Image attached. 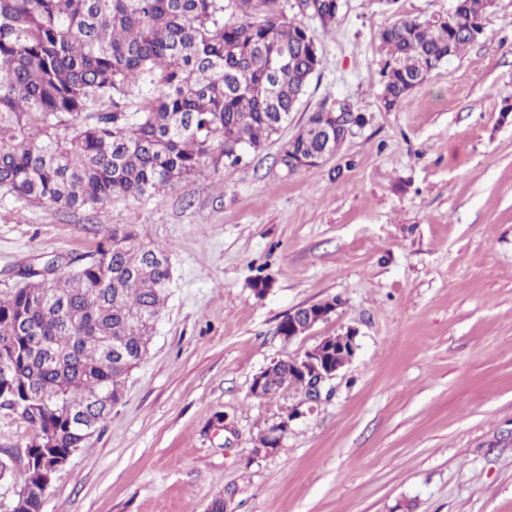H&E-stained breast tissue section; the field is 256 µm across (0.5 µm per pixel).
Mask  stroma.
<instances>
[{"instance_id":"obj_1","label":"stroma","mask_w":512,"mask_h":512,"mask_svg":"<svg viewBox=\"0 0 512 512\" xmlns=\"http://www.w3.org/2000/svg\"><path fill=\"white\" fill-rule=\"evenodd\" d=\"M453 0H343L304 23L322 55L296 112L240 165L93 215L0 194V295L26 267L91 261L113 226L165 246L172 283L122 400L52 479L42 512H512V0L402 106L379 98L378 39L395 14ZM367 118L321 166L278 159L310 112ZM267 275L257 296L251 282ZM327 322L285 342L294 309ZM356 330L318 400L256 397L255 375ZM277 447L259 439L282 419ZM29 424L0 410V512L24 483Z\"/></svg>"}]
</instances>
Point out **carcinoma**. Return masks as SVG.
I'll use <instances>...</instances> for the list:
<instances>
[{
    "label": "carcinoma",
    "mask_w": 512,
    "mask_h": 512,
    "mask_svg": "<svg viewBox=\"0 0 512 512\" xmlns=\"http://www.w3.org/2000/svg\"><path fill=\"white\" fill-rule=\"evenodd\" d=\"M452 26L400 16L379 32L387 59L381 97L401 106L438 64L475 41L469 21L488 0H462ZM329 25L336 0H0V190L36 205L96 212L154 195L202 174L219 142L224 164H241L278 133L320 65L302 17ZM228 9L239 15L224 18ZM141 92L139 119L121 100ZM336 148L333 111L311 113L279 158ZM167 248L139 240L136 222L113 228L96 257L0 298V399L34 428L14 512H41L42 471L87 445L123 397L166 301ZM308 318H283L285 338ZM303 385L279 361L272 398Z\"/></svg>",
    "instance_id": "1"
}]
</instances>
